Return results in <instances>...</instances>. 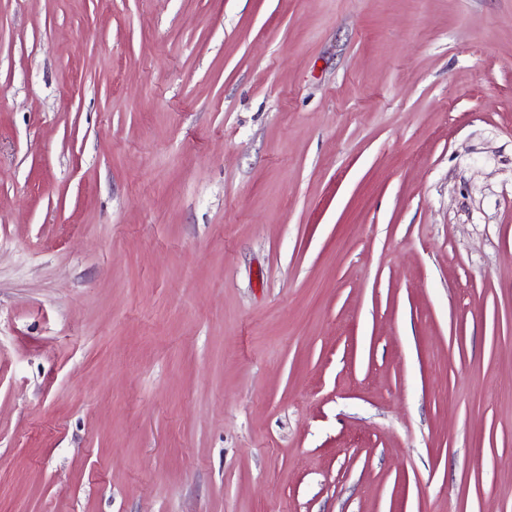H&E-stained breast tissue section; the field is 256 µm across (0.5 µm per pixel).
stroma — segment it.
Returning a JSON list of instances; mask_svg holds the SVG:
<instances>
[{"instance_id": "1", "label": "stroma", "mask_w": 512, "mask_h": 512, "mask_svg": "<svg viewBox=\"0 0 512 512\" xmlns=\"http://www.w3.org/2000/svg\"><path fill=\"white\" fill-rule=\"evenodd\" d=\"M0 512H512V0H0Z\"/></svg>"}]
</instances>
